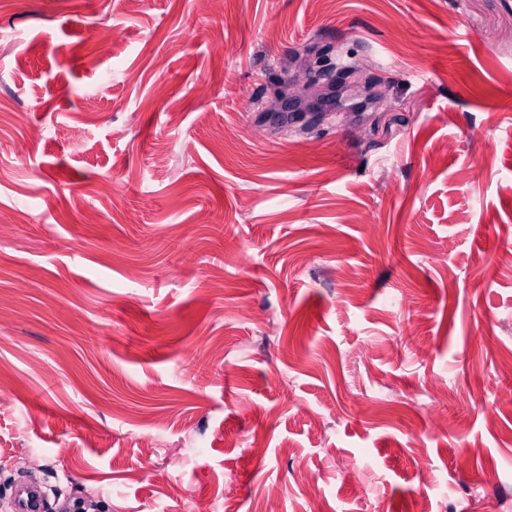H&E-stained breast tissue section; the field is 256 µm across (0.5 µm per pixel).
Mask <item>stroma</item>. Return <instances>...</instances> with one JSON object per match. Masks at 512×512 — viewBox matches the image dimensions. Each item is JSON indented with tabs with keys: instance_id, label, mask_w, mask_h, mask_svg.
<instances>
[{
	"instance_id": "obj_1",
	"label": "stroma",
	"mask_w": 512,
	"mask_h": 512,
	"mask_svg": "<svg viewBox=\"0 0 512 512\" xmlns=\"http://www.w3.org/2000/svg\"><path fill=\"white\" fill-rule=\"evenodd\" d=\"M0 142V512H512V0H0ZM357 72V70L348 71L347 68H342L336 72V76L331 75L330 78H327L325 75L330 72L317 71L307 86V92L295 96L297 99L307 102L303 112H318L316 104L319 98L325 94L337 93L339 95L348 87L358 88L362 82L356 76ZM47 510L43 491L37 487L23 489L18 495L17 512H44Z\"/></svg>"
}]
</instances>
